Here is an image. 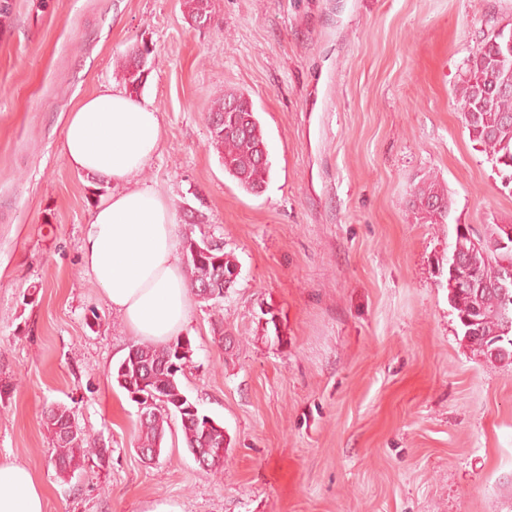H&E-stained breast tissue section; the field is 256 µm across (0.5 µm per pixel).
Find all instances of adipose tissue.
I'll return each mask as SVG.
<instances>
[{"mask_svg": "<svg viewBox=\"0 0 512 512\" xmlns=\"http://www.w3.org/2000/svg\"><path fill=\"white\" fill-rule=\"evenodd\" d=\"M163 135L156 107L112 86L81 101L61 142L73 169L112 184L91 212L83 263L126 327L158 344L181 335L191 304L170 202L138 181ZM0 512H44L34 475L14 461L0 462Z\"/></svg>", "mask_w": 512, "mask_h": 512, "instance_id": "ef3b65f1", "label": "adipose tissue"}]
</instances>
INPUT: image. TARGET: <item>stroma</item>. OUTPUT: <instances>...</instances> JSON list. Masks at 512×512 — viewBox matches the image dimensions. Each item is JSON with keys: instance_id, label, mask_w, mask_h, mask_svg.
I'll list each match as a JSON object with an SVG mask.
<instances>
[{"instance_id": "stroma-1", "label": "stroma", "mask_w": 512, "mask_h": 512, "mask_svg": "<svg viewBox=\"0 0 512 512\" xmlns=\"http://www.w3.org/2000/svg\"><path fill=\"white\" fill-rule=\"evenodd\" d=\"M0 27V460L27 466L44 512H512V363L463 338L448 302L458 224L512 221V190L472 142L456 90L512 27V0H14ZM148 43L140 97L164 140L139 180L178 238L220 240L238 274L193 300L185 393L224 428L202 469L170 418L158 459L112 377L138 344L81 260L103 178L60 152L71 112L122 86ZM247 94L271 161L241 189L208 113ZM446 223L411 205L427 179ZM206 221L185 224L187 211ZM66 405L102 468L57 477L43 424Z\"/></svg>"}]
</instances>
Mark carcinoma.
<instances>
[{
  "label": "carcinoma",
  "instance_id": "cac0c4a2",
  "mask_svg": "<svg viewBox=\"0 0 512 512\" xmlns=\"http://www.w3.org/2000/svg\"><path fill=\"white\" fill-rule=\"evenodd\" d=\"M185 6L192 19L210 16V0H185ZM499 51L497 40L492 38L470 60L458 90V101L460 109L464 110V124L472 141L493 160H512V93L498 91L494 59ZM146 60L137 45L121 58L122 79L131 94L138 93L143 85ZM229 102L237 103V111H225ZM210 114L224 119V125L210 129L211 145L221 158L224 171L246 192L261 194L268 183L271 164L269 159H261L260 146L266 141L252 101L242 93H226L214 102ZM412 206L431 218H438L443 224L448 218V192L435 180L425 181L415 193ZM493 232L494 228H489L481 248L470 253V266L475 270L479 287L471 290L455 287V277L450 272L448 302L456 311L463 337L477 345L481 354H490V343L497 339L499 346L505 349L498 357L512 361V302L504 303L498 290L493 288V284L500 280L503 263L512 264V250L497 248ZM213 254L220 263L209 258L199 262L186 261L191 274V290L197 296L208 286L217 297H222L224 282L221 276L236 267L235 258L225 252L224 247L216 246ZM180 344L178 338L165 345H134L115 367L113 376L118 386L126 391L128 384L135 385L142 379L145 387L163 396L147 416L139 417L138 448L150 451L161 447L165 425L173 413L183 418L181 425L186 446L191 453L199 454L200 467L216 471L223 467L224 453L228 451L224 447V427L219 424L207 427L204 421L190 418L187 408L197 402L183 391L179 374L189 362L192 350L179 357L176 348ZM171 362L178 364L173 371L169 367ZM69 413L67 406L53 404L44 415V424L54 445V466L64 478L71 477L70 470H81L90 462L100 468L109 457L108 448L88 446L81 431L68 441L61 439L64 419Z\"/></svg>",
  "mask_w": 512,
  "mask_h": 512
}]
</instances>
